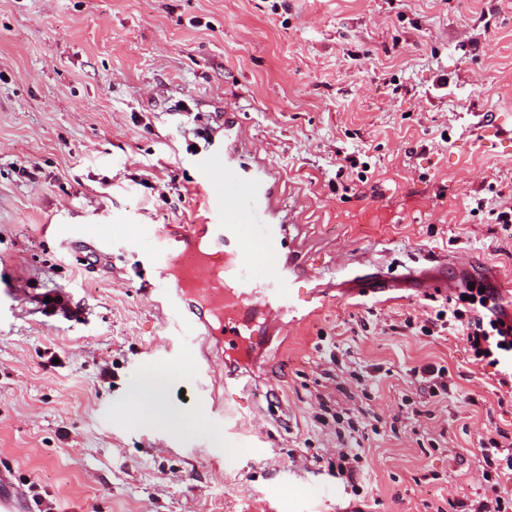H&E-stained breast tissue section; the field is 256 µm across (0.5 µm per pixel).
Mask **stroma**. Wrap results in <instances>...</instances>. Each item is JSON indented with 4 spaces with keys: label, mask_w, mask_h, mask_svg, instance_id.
<instances>
[{
    "label": "stroma",
    "mask_w": 512,
    "mask_h": 512,
    "mask_svg": "<svg viewBox=\"0 0 512 512\" xmlns=\"http://www.w3.org/2000/svg\"><path fill=\"white\" fill-rule=\"evenodd\" d=\"M228 112L246 158L282 176L328 299L215 356L203 382L198 343L152 302L160 271L141 244L202 223L196 184L223 160ZM346 155L367 174L338 168ZM504 203L512 0H0V471L53 512H361L317 420L337 345L379 378L374 512L476 499L477 438L512 435V402L457 332L403 325L467 276L512 313V223L491 213ZM350 254L392 285L338 292L329 267ZM431 364L450 386L426 422L436 449L398 415L424 400L412 369ZM151 370L172 376L156 423L130 408ZM183 415L207 430L175 429Z\"/></svg>",
    "instance_id": "35a3bbf8"
}]
</instances>
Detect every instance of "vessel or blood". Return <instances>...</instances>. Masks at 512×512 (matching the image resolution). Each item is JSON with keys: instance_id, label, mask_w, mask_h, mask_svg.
Returning <instances> with one entry per match:
<instances>
[{"instance_id": "obj_1", "label": "vessel or blood", "mask_w": 512, "mask_h": 512, "mask_svg": "<svg viewBox=\"0 0 512 512\" xmlns=\"http://www.w3.org/2000/svg\"><path fill=\"white\" fill-rule=\"evenodd\" d=\"M235 184L238 194L219 197L220 180ZM198 189L206 200V223L191 225L184 234L185 248L174 254L171 235L157 228L145 243L151 260L178 257L180 274L176 281L151 289L155 303L167 309L174 323L194 326L208 322L218 344L236 349L245 332L257 321L277 323L303 319L312 300L302 281L315 278L316 269L307 266L290 226L293 215L280 212L279 184L266 165L241 162L234 144L224 147L223 165H208L200 176ZM265 214L255 240L267 263L261 273L249 274L238 256L245 247L242 227ZM224 252L222 269H214L208 249Z\"/></svg>"}]
</instances>
